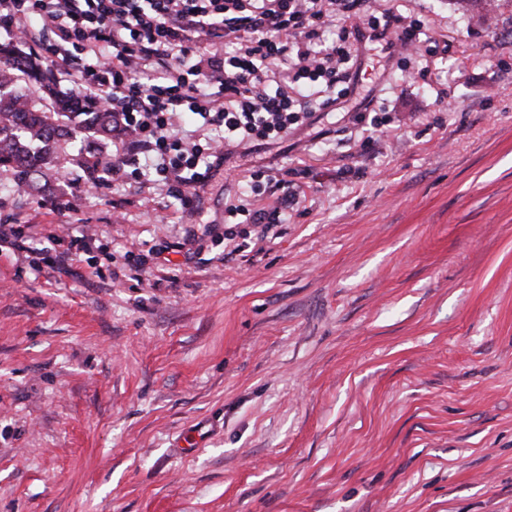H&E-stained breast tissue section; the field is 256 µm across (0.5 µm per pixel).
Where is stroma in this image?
I'll use <instances>...</instances> for the list:
<instances>
[{
    "mask_svg": "<svg viewBox=\"0 0 512 512\" xmlns=\"http://www.w3.org/2000/svg\"><path fill=\"white\" fill-rule=\"evenodd\" d=\"M371 112L0 221V512H512V0ZM283 223L228 224L229 205ZM71 253L63 271L55 254Z\"/></svg>",
    "mask_w": 512,
    "mask_h": 512,
    "instance_id": "obj_1",
    "label": "stroma"
}]
</instances>
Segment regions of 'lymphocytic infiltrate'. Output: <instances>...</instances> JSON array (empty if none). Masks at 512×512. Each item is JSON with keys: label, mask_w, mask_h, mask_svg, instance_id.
I'll return each mask as SVG.
<instances>
[{"label": "lymphocytic infiltrate", "mask_w": 512, "mask_h": 512, "mask_svg": "<svg viewBox=\"0 0 512 512\" xmlns=\"http://www.w3.org/2000/svg\"><path fill=\"white\" fill-rule=\"evenodd\" d=\"M368 0H0V26L33 42L127 137L116 140L109 175L143 164L176 184L192 205L213 170L237 150L277 144L315 113L339 109L364 71L360 34L388 52L419 51L420 20ZM337 17L335 39L325 20ZM196 115L206 141L182 133L177 114Z\"/></svg>", "instance_id": "f902f5d3"}]
</instances>
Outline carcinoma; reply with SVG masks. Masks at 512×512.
Returning <instances> with one entry per match:
<instances>
[{
	"mask_svg": "<svg viewBox=\"0 0 512 512\" xmlns=\"http://www.w3.org/2000/svg\"><path fill=\"white\" fill-rule=\"evenodd\" d=\"M76 94L56 91L39 59L0 43V167L13 170L14 185L52 197L62 139L80 135L98 147L112 140V113Z\"/></svg>",
	"mask_w": 512,
	"mask_h": 512,
	"instance_id": "obj_1",
	"label": "carcinoma"
}]
</instances>
